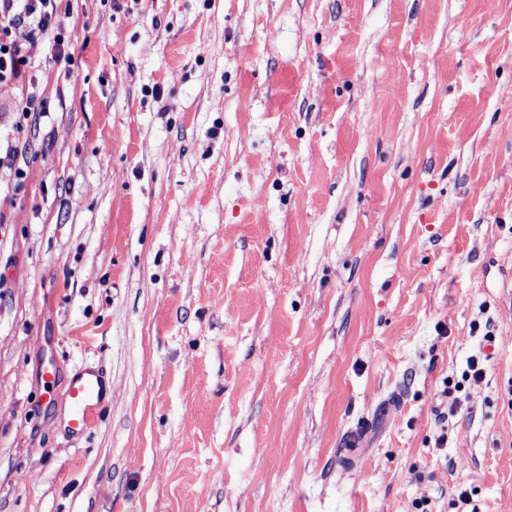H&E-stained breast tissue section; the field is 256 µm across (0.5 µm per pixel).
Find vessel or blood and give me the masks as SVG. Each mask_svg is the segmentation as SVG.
<instances>
[{
	"mask_svg": "<svg viewBox=\"0 0 512 512\" xmlns=\"http://www.w3.org/2000/svg\"><path fill=\"white\" fill-rule=\"evenodd\" d=\"M108 393L107 383L98 370L86 368L76 372L66 389L69 411L62 427L70 434L83 435L103 411Z\"/></svg>",
	"mask_w": 512,
	"mask_h": 512,
	"instance_id": "vessel-or-blood-1",
	"label": "vessel or blood"
}]
</instances>
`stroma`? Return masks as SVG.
Masks as SVG:
<instances>
[{"label": "stroma", "instance_id": "1", "mask_svg": "<svg viewBox=\"0 0 512 512\" xmlns=\"http://www.w3.org/2000/svg\"><path fill=\"white\" fill-rule=\"evenodd\" d=\"M56 6L46 117L0 86V512H512V0ZM109 388L98 370L85 368L76 372L66 389L68 415L61 421L71 435L81 436L103 411Z\"/></svg>", "mask_w": 512, "mask_h": 512}]
</instances>
